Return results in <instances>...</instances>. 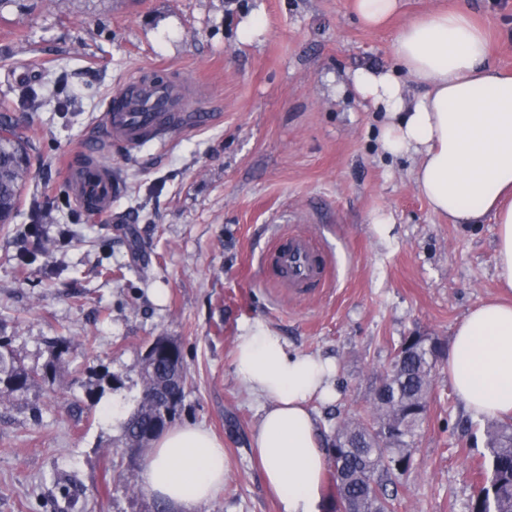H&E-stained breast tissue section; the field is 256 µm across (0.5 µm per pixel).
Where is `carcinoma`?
I'll use <instances>...</instances> for the list:
<instances>
[{"instance_id": "obj_1", "label": "carcinoma", "mask_w": 512, "mask_h": 512, "mask_svg": "<svg viewBox=\"0 0 512 512\" xmlns=\"http://www.w3.org/2000/svg\"><path fill=\"white\" fill-rule=\"evenodd\" d=\"M33 136L7 115L0 116V224L17 212L29 180V150ZM441 342L435 336L414 333L401 340L388 368L377 380L382 390L374 394L366 416H345L337 424L328 448L332 469V507L347 505L353 512H394L397 481L409 468L415 437L427 417ZM14 390H25L38 372L15 360L0 342V376ZM171 379L164 355L142 359L140 400L124 424L125 450L137 447L139 433L155 419L157 403L151 390ZM487 453L476 464L478 484L469 512H512V422L495 421L484 429Z\"/></svg>"}]
</instances>
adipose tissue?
<instances>
[{"label": "adipose tissue", "mask_w": 512, "mask_h": 512, "mask_svg": "<svg viewBox=\"0 0 512 512\" xmlns=\"http://www.w3.org/2000/svg\"><path fill=\"white\" fill-rule=\"evenodd\" d=\"M392 52L396 69H356L345 91L383 110L381 149L416 156L414 184L434 213L452 224L492 217L497 278L512 291V76L490 62L487 32L465 0L410 20ZM412 84L421 95L409 93ZM445 364L470 412L512 414V300L472 309L454 329ZM233 368L260 403L254 449L282 512H324L328 458L310 402L332 397L334 363L290 353L256 319L240 328ZM228 467L223 441L184 425L154 443L143 482L172 512H196L221 491Z\"/></svg>", "instance_id": "obj_1"}]
</instances>
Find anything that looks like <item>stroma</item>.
<instances>
[{
    "label": "stroma",
    "instance_id": "stroma-1",
    "mask_svg": "<svg viewBox=\"0 0 512 512\" xmlns=\"http://www.w3.org/2000/svg\"><path fill=\"white\" fill-rule=\"evenodd\" d=\"M455 2L402 0L370 28L351 0H0V103L27 87L42 98L10 111L34 149L31 186L0 224V339L40 378L25 391L0 384V512H153L154 496L123 481L145 454L125 453L101 409L119 397L134 410L158 336L180 345L187 369L174 425L209 429L230 464L198 512H281L253 452L259 407L233 374L243 323L263 320L289 349L335 362L336 399L311 403L327 444L330 412L369 406L402 337L449 345L459 320L499 295L492 220L435 215L412 159L380 151L381 114L336 93L355 68L392 65L407 21ZM466 2L491 61L512 73V0ZM255 21L262 36L245 40ZM145 70L188 82L190 111L209 120L163 149H103L122 189L111 216H88L60 163L93 143L106 101ZM36 202L52 215L40 226L51 249L24 265ZM378 212L393 222L385 239ZM285 233L329 253L328 287L291 299L263 278L262 254ZM473 422L437 364L398 512H467L484 451Z\"/></svg>",
    "mask_w": 512,
    "mask_h": 512
}]
</instances>
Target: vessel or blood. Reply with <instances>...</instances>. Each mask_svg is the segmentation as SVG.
Segmentation results:
<instances>
[{"label": "vessel or blood", "mask_w": 512, "mask_h": 512, "mask_svg": "<svg viewBox=\"0 0 512 512\" xmlns=\"http://www.w3.org/2000/svg\"><path fill=\"white\" fill-rule=\"evenodd\" d=\"M188 105L184 85L132 80L107 102L100 139L130 149L149 142L165 144L177 128L207 122V113L189 111ZM65 171L71 193L83 211L97 216L111 213L120 182L95 147L68 155ZM326 268L323 253L307 236L292 235L281 237L266 255L262 273L284 286L290 297L301 298L325 286Z\"/></svg>", "instance_id": "vessel-or-blood-1"}]
</instances>
